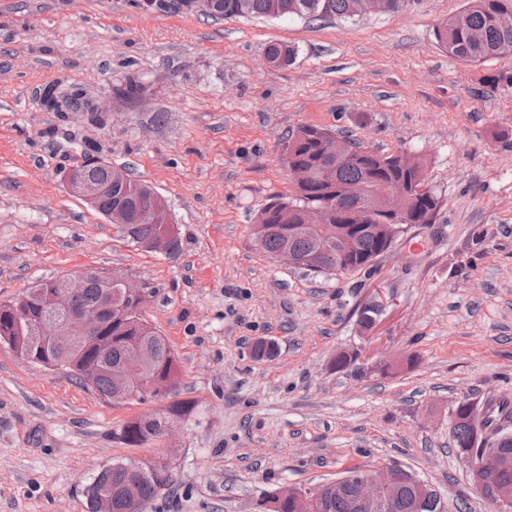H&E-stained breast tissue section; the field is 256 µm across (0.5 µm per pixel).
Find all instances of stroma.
<instances>
[{"label":"stroma","mask_w":512,"mask_h":512,"mask_svg":"<svg viewBox=\"0 0 512 512\" xmlns=\"http://www.w3.org/2000/svg\"><path fill=\"white\" fill-rule=\"evenodd\" d=\"M465 6L308 22L0 0V302L83 270L123 273L150 286L142 316L178 368L165 398L115 405L0 343V512H88L103 467L159 460L171 478L149 512H251L283 486L386 465L449 506L493 512L448 428L461 399H512V62L441 47L438 24ZM273 42L295 45V61L267 64ZM57 83L83 87L105 119L44 111L36 94ZM304 125L423 159L442 200L432 224L343 276L267 257L252 229L293 194L283 143ZM89 147L166 199L178 255L140 250L66 190L63 169ZM260 339L274 357H254ZM342 351L356 362L337 367ZM173 405V437L120 439Z\"/></svg>","instance_id":"35a3bbf8"}]
</instances>
